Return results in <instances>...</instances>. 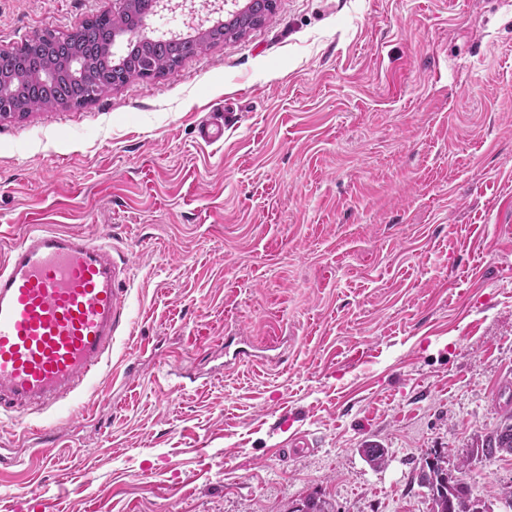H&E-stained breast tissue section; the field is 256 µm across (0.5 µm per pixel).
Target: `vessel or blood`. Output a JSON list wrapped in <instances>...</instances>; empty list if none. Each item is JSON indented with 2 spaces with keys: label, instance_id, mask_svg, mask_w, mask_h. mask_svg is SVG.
<instances>
[{
  "label": "vessel or blood",
  "instance_id": "vessel-or-blood-1",
  "mask_svg": "<svg viewBox=\"0 0 512 512\" xmlns=\"http://www.w3.org/2000/svg\"><path fill=\"white\" fill-rule=\"evenodd\" d=\"M128 273L112 248L32 229L0 261V416L48 409L88 386L124 322Z\"/></svg>",
  "mask_w": 512,
  "mask_h": 512
}]
</instances>
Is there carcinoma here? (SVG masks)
<instances>
[{"label":"carcinoma","mask_w":512,"mask_h":512,"mask_svg":"<svg viewBox=\"0 0 512 512\" xmlns=\"http://www.w3.org/2000/svg\"><path fill=\"white\" fill-rule=\"evenodd\" d=\"M275 0H248L246 8L224 22L209 27L204 34L187 33L146 39L138 33L153 0H128L117 14L103 13L72 31L46 30L27 39L19 48L0 53V78L24 75L27 80L11 88L13 110L5 116L25 114L34 109L82 106L102 93L123 86L126 81L170 74L187 58L224 40L239 38L271 19ZM129 35L125 49L113 51L116 37ZM79 53L86 60L91 87L84 89L62 74L48 84L40 72L48 59L65 62ZM365 462L374 470L387 464V450L369 444L361 449ZM512 455V413L506 412L498 426L477 437L473 448L453 466L442 455L424 458L418 470L419 485L428 490L431 512H494L490 497L473 492L460 477L476 460H493ZM287 512H334L332 504L310 495L295 501Z\"/></svg>","instance_id":"cac0c4a2"}]
</instances>
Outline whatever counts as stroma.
Returning a JSON list of instances; mask_svg holds the SVG:
<instances>
[{
    "mask_svg": "<svg viewBox=\"0 0 512 512\" xmlns=\"http://www.w3.org/2000/svg\"><path fill=\"white\" fill-rule=\"evenodd\" d=\"M115 7L0 0V50ZM34 224L128 258L127 320L101 381L0 421V512H429L419 462L512 410V0H276L0 118V258ZM465 478L512 487V455Z\"/></svg>",
    "mask_w": 512,
    "mask_h": 512,
    "instance_id": "1",
    "label": "stroma"
}]
</instances>
